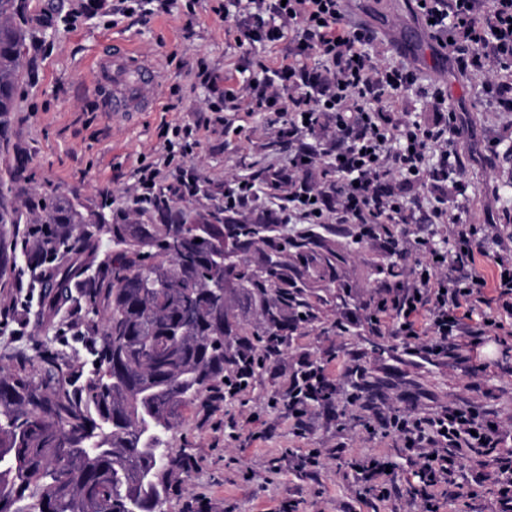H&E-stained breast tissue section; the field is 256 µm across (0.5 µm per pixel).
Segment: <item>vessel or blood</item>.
<instances>
[{
  "label": "vessel or blood",
  "mask_w": 512,
  "mask_h": 512,
  "mask_svg": "<svg viewBox=\"0 0 512 512\" xmlns=\"http://www.w3.org/2000/svg\"><path fill=\"white\" fill-rule=\"evenodd\" d=\"M98 77L101 82L112 86V96L106 108L113 117H127L152 107L151 88L155 69L137 60L130 45L114 48L111 54L100 59Z\"/></svg>",
  "instance_id": "vessel-or-blood-1"
}]
</instances>
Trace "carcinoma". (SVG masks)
<instances>
[{
    "label": "carcinoma",
    "mask_w": 512,
    "mask_h": 512,
    "mask_svg": "<svg viewBox=\"0 0 512 512\" xmlns=\"http://www.w3.org/2000/svg\"><path fill=\"white\" fill-rule=\"evenodd\" d=\"M0 0V138L14 112L23 38ZM0 181V224H18ZM151 222L51 204L30 226L28 260L47 278L40 312L89 336L88 376L46 349L0 368V512H155L186 469L164 452L183 411L218 389L229 366L289 328L317 321L312 290L362 244L335 249L309 230L281 237L278 212L256 206L182 210L160 193ZM112 255L97 261L102 237ZM260 320L250 329L247 316Z\"/></svg>",
    "instance_id": "1"
}]
</instances>
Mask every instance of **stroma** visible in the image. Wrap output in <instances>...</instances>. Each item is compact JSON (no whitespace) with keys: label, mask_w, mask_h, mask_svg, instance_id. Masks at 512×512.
Listing matches in <instances>:
<instances>
[{"label":"stroma","mask_w":512,"mask_h":512,"mask_svg":"<svg viewBox=\"0 0 512 512\" xmlns=\"http://www.w3.org/2000/svg\"><path fill=\"white\" fill-rule=\"evenodd\" d=\"M118 0H18L12 23L24 34L17 76V110L0 140V174L20 169L11 197L23 223L7 225L16 261L0 278V306L30 309L19 335L0 329V366L35 357L51 342L80 370L90 371L85 339H47L36 316L41 291L17 289L27 259L20 244L33 204L65 198L83 210L110 197L116 211L134 207V172L141 162L162 165L169 145H180L172 126L192 129L194 144L185 168L198 193L173 197L181 209L223 206L224 193L254 173L284 167L294 153L285 122L228 103L224 92L248 85L258 71L238 41L237 21L222 13L224 0H146L143 10L117 12ZM349 20L378 36L380 62L405 61L417 72L419 89L399 96L395 109L409 120L435 117L422 92L443 86L447 106L467 135L457 145L466 175L460 187L435 195L414 189L420 212L439 205L462 216L479 235L512 234V110L489 104L479 78L461 74L416 19L411 0H349ZM408 47H401L402 39ZM131 43L155 64L152 110L113 118L105 102L110 86L97 82L96 60L113 45ZM386 264L382 237L364 238L358 253L338 266L345 301L327 294L315 324L290 330L279 361L256 369L247 386L208 408L185 412L172 432L175 449L194 462L172 491L166 512H397L413 500L426 512L414 475L417 455L398 433L385 430L391 413L428 417L453 406L489 413L503 439L512 438V316L486 307L496 328L462 337L471 361L426 352L427 336L405 341L396 321L374 325L382 289L394 280L369 272ZM323 368L336 389L332 402H313L303 414L288 405V389L304 363ZM380 381L375 398L358 384ZM369 459L390 464L384 485L362 482L358 466ZM485 459L475 449L459 460L460 488L449 489L446 512H497L496 476L475 481Z\"/></svg>","instance_id":"stroma-1"}]
</instances>
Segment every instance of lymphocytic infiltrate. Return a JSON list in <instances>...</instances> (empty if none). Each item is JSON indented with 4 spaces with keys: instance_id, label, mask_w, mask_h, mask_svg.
<instances>
[{
    "instance_id": "1",
    "label": "lymphocytic infiltrate",
    "mask_w": 512,
    "mask_h": 512,
    "mask_svg": "<svg viewBox=\"0 0 512 512\" xmlns=\"http://www.w3.org/2000/svg\"><path fill=\"white\" fill-rule=\"evenodd\" d=\"M224 6L238 18L240 42L253 48L288 36L295 42L277 67L258 61L262 77L254 85L224 93L225 100L240 96L288 120V136L298 146L288 165L289 211L283 222L322 224L333 218L366 227L402 225V240L418 252L421 274L386 289L379 307L396 318L398 335L427 329L435 351L447 348L450 338L481 336L493 326L487 317L472 325L479 305L494 301L512 312V252L491 253L488 238L478 237L474 226L435 206L426 223L448 225L455 243L453 253H440L432 237L412 233L407 203L384 187L392 176L425 187L458 173L455 142L463 130L455 113L424 125L395 112L394 97L412 89L417 75L405 63L375 62L376 35L348 21L346 0H224ZM415 14L457 70L481 77L483 96L512 107V0H423ZM313 56L314 66L308 63ZM324 123L334 132L330 142L307 143ZM319 167L330 173V182L308 178ZM488 255L498 267L491 283L476 268L477 257ZM441 268L447 279L434 280ZM391 423L415 447L419 480L432 490L455 484L457 452L502 442L491 420L474 407L411 422L395 416Z\"/></svg>"
}]
</instances>
